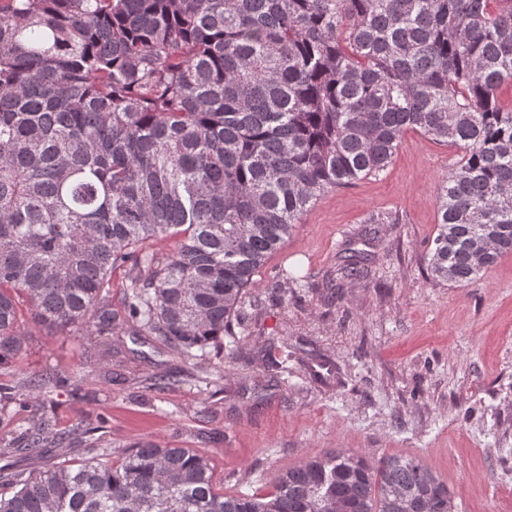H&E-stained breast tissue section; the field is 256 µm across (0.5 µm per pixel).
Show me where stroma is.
<instances>
[{"mask_svg": "<svg viewBox=\"0 0 512 512\" xmlns=\"http://www.w3.org/2000/svg\"><path fill=\"white\" fill-rule=\"evenodd\" d=\"M458 159L410 132L384 172L322 194L255 275L251 332L225 338L223 355L185 360L123 329L106 371L95 342L25 320L19 358L0 368L16 387L0 401V448L44 412L57 432L91 429L115 458L145 443L205 450L228 494L330 452L417 457L455 512H512V255L465 286L435 284L427 268L437 187ZM359 238L368 274L327 303ZM285 278L294 292L269 295ZM46 373L65 385L28 386ZM155 373L176 381L148 390Z\"/></svg>", "mask_w": 512, "mask_h": 512, "instance_id": "obj_1", "label": "stroma"}]
</instances>
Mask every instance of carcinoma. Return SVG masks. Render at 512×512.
Wrapping results in <instances>:
<instances>
[{
	"mask_svg": "<svg viewBox=\"0 0 512 512\" xmlns=\"http://www.w3.org/2000/svg\"><path fill=\"white\" fill-rule=\"evenodd\" d=\"M512 0H0V367L20 304L49 328L124 322L185 359L224 352L265 260L324 192L413 131L460 151L428 254L467 284L512 254ZM177 239L159 257L150 241ZM124 271L125 315L112 310ZM41 415L7 454L45 447ZM0 466V512H453L416 457L347 452L225 494L196 448Z\"/></svg>",
	"mask_w": 512,
	"mask_h": 512,
	"instance_id": "obj_1",
	"label": "carcinoma"
}]
</instances>
